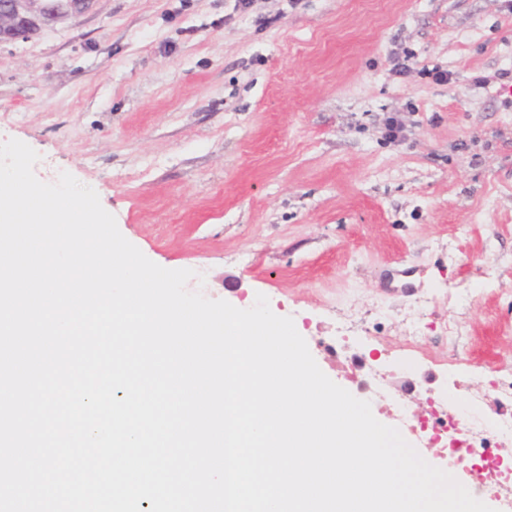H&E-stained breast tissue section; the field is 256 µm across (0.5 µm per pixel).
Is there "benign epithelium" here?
Instances as JSON below:
<instances>
[{
	"instance_id": "7a95c632",
	"label": "benign epithelium",
	"mask_w": 512,
	"mask_h": 512,
	"mask_svg": "<svg viewBox=\"0 0 512 512\" xmlns=\"http://www.w3.org/2000/svg\"><path fill=\"white\" fill-rule=\"evenodd\" d=\"M92 0H0V43L28 38L49 23L85 11Z\"/></svg>"
}]
</instances>
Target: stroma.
<instances>
[{"label":"stroma","instance_id":"35a3bbf8","mask_svg":"<svg viewBox=\"0 0 512 512\" xmlns=\"http://www.w3.org/2000/svg\"><path fill=\"white\" fill-rule=\"evenodd\" d=\"M9 139L188 290L265 295L441 469L453 407L512 485V0H94L0 43Z\"/></svg>","mask_w":512,"mask_h":512}]
</instances>
